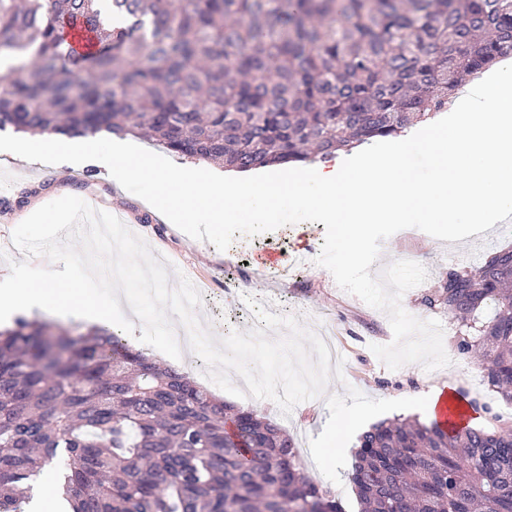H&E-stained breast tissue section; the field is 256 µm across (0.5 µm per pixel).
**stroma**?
Returning <instances> with one entry per match:
<instances>
[{"label":"stroma","instance_id":"stroma-1","mask_svg":"<svg viewBox=\"0 0 512 512\" xmlns=\"http://www.w3.org/2000/svg\"><path fill=\"white\" fill-rule=\"evenodd\" d=\"M65 195L135 213L129 230L148 243L156 258L166 259L198 289L203 303L197 314L213 335L251 330L256 318L244 302L250 296L276 313L296 316L304 329L334 341L340 362L325 392L299 403L290 415H283L270 399H242L229 394L225 400L258 410L286 431L308 475L318 484L331 487L345 512H358L350 480L357 440L348 438L347 453L334 460L316 458L313 448L323 423L342 419L348 406L364 407L373 423L400 415L414 419L420 417V410L408 409L400 414L386 410V403L402 395H420L450 381L457 384L459 394L480 406V426L493 429L512 422V405L489 389L473 357L459 354L458 328L447 312L421 303L448 266H474L496 248L512 246V228L508 225L499 222L484 233L456 242L438 240L411 228L382 242L371 275H380L397 260L415 261L426 268V280L404 293L402 305L419 319L440 322L444 348L451 360L449 366L433 371L418 364L392 370L371 350L372 345L392 340L387 315L343 291L331 273L315 262L325 238L324 225L296 223L258 235L239 234L228 250L220 251L208 241L192 239L154 217L150 204L112 181L91 161L77 167L45 165L0 152V251L6 254L0 260V275L8 271L10 261L24 259L11 242L13 229L33 208ZM262 256L270 257L272 265L261 277L256 261Z\"/></svg>","mask_w":512,"mask_h":512}]
</instances>
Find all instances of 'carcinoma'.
<instances>
[{"label": "carcinoma", "instance_id": "cac0c4a2", "mask_svg": "<svg viewBox=\"0 0 512 512\" xmlns=\"http://www.w3.org/2000/svg\"><path fill=\"white\" fill-rule=\"evenodd\" d=\"M512 53V0H0V130L148 133L249 171L329 162L433 117ZM428 307L466 328L512 400V249L448 267ZM72 512H343L293 440L115 331L0 329V512L29 481ZM361 512H512V424L380 422L358 439Z\"/></svg>", "mask_w": 512, "mask_h": 512}]
</instances>
